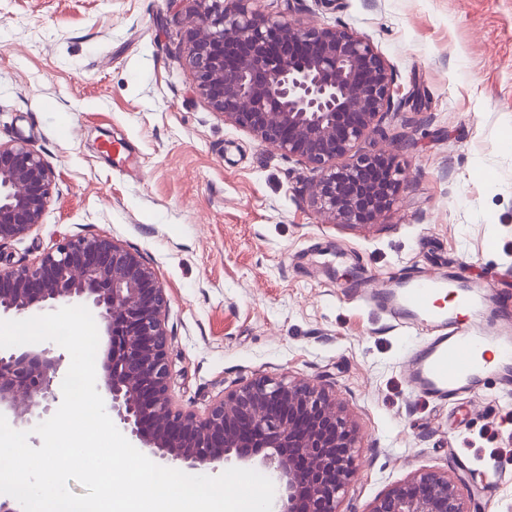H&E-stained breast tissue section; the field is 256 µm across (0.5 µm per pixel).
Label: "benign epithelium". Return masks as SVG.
<instances>
[{"label":"benign epithelium","mask_w":512,"mask_h":512,"mask_svg":"<svg viewBox=\"0 0 512 512\" xmlns=\"http://www.w3.org/2000/svg\"><path fill=\"white\" fill-rule=\"evenodd\" d=\"M182 65L211 112L312 173L311 203L337 225L367 226L397 202L396 156L362 152L393 107L394 79L366 37L267 14L259 0H188ZM55 172L26 143L0 142V246L30 233L51 205ZM93 307L107 336L100 388L140 448L166 463L258 465L272 512H341L358 436L322 385L259 376L200 415L170 393L169 299L155 270L108 236H72L30 264L0 268V318ZM64 356L0 352V411L27 421L58 401ZM368 512H467L447 474L422 470Z\"/></svg>","instance_id":"obj_1"}]
</instances>
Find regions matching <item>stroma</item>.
<instances>
[{"mask_svg": "<svg viewBox=\"0 0 512 512\" xmlns=\"http://www.w3.org/2000/svg\"><path fill=\"white\" fill-rule=\"evenodd\" d=\"M187 0H0V141L55 170L30 263L106 235L154 268L170 300V389L204 413L255 377L335 391L359 436L342 512L419 470L448 473L469 512H512V391L447 404L410 385L416 338L352 298L367 277L466 271L483 312L512 315V0H290V15L366 36L399 114L361 151L405 180L371 226L329 223L296 159L224 123L180 56Z\"/></svg>", "mask_w": 512, "mask_h": 512, "instance_id": "1", "label": "stroma"}]
</instances>
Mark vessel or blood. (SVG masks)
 <instances>
[{
    "label": "vessel or blood",
    "instance_id": "1",
    "mask_svg": "<svg viewBox=\"0 0 512 512\" xmlns=\"http://www.w3.org/2000/svg\"><path fill=\"white\" fill-rule=\"evenodd\" d=\"M372 288L405 325L428 334L406 363L419 393L442 402L491 380L512 385V326L479 322V300L464 274L412 275L392 286L376 280Z\"/></svg>",
    "mask_w": 512,
    "mask_h": 512
}]
</instances>
